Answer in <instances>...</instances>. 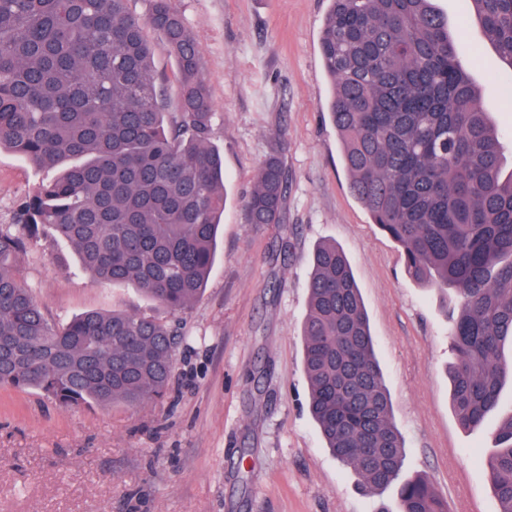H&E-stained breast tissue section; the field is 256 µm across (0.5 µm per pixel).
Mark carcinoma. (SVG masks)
<instances>
[{"mask_svg": "<svg viewBox=\"0 0 512 512\" xmlns=\"http://www.w3.org/2000/svg\"><path fill=\"white\" fill-rule=\"evenodd\" d=\"M0 0V150L57 175L0 225V387L34 389L64 407L165 395L178 332L154 315L88 312L52 322L24 282L34 240L70 246L97 280L131 285L172 313L188 310L212 270L224 214V156L200 49L175 0ZM320 36L332 80L328 115L356 199L401 249L411 277L454 288L452 406L475 429L512 378V175L508 145L459 62L433 0H330ZM512 67V0H471ZM151 28L173 56L177 111H166ZM278 153L260 166L249 224L285 222ZM304 322L308 407L327 448L362 488L398 486V512H447L423 478H402L405 444L375 355L350 261L313 254ZM487 462L512 512V413Z\"/></svg>", "mask_w": 512, "mask_h": 512, "instance_id": "obj_1", "label": "carcinoma"}]
</instances>
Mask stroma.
<instances>
[{
	"label": "stroma",
	"mask_w": 512,
	"mask_h": 512,
	"mask_svg": "<svg viewBox=\"0 0 512 512\" xmlns=\"http://www.w3.org/2000/svg\"><path fill=\"white\" fill-rule=\"evenodd\" d=\"M202 54L224 155L219 250L204 294L172 314L135 288L97 283L66 245L41 239L24 280L49 318L90 310L151 314L178 327L167 394L63 407L34 390L0 388V512H397L395 489L368 493L330 453L308 408L303 365L306 283L318 245L349 257L406 449L403 474L424 476L448 512H499L486 457L512 389L482 428L453 413L450 334L455 290L427 287L350 189L327 104L319 49L329 0H176ZM463 63L512 139V82L470 0H435ZM280 152L285 225L247 223L244 198ZM46 171L0 151V225Z\"/></svg>",
	"instance_id": "stroma-1"
}]
</instances>
